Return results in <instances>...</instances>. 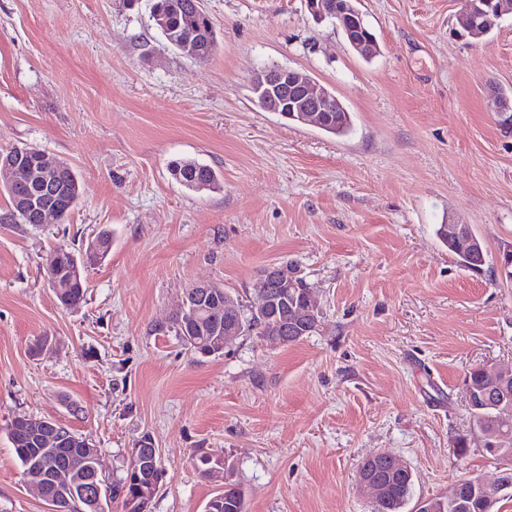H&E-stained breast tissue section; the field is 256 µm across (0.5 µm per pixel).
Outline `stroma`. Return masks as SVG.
Here are the masks:
<instances>
[{
  "label": "stroma",
  "mask_w": 512,
  "mask_h": 512,
  "mask_svg": "<svg viewBox=\"0 0 512 512\" xmlns=\"http://www.w3.org/2000/svg\"><path fill=\"white\" fill-rule=\"evenodd\" d=\"M201 4L218 39L205 61L167 42L150 0H0V151L49 152L81 187L64 223L0 230V512H48L7 437L23 416L87 436L110 476L150 438L151 512H203L220 492L201 451L234 463L248 512H371L357 476L380 450L412 472L401 512L495 481L479 443L456 441L467 373L512 366V133L495 101L512 96V11L474 40L458 0H358L380 48L366 60L304 0ZM267 66L330 89L351 131L261 110ZM181 160L223 190H186ZM448 222L470 225L480 270L437 236ZM103 230L85 303L63 308L48 255ZM286 261L322 311L312 335L201 357L170 331L186 288L242 293ZM173 175L181 185L193 191H197L201 185H207L209 191L222 188L217 172L207 164L195 161L178 162L173 169Z\"/></svg>",
  "instance_id": "1"
}]
</instances>
